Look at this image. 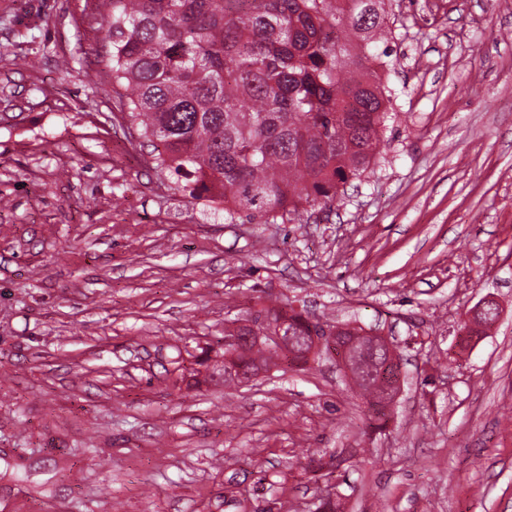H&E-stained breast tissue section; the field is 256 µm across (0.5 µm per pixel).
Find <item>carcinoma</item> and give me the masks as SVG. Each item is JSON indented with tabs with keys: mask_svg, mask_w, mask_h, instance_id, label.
I'll return each mask as SVG.
<instances>
[{
	"mask_svg": "<svg viewBox=\"0 0 512 512\" xmlns=\"http://www.w3.org/2000/svg\"><path fill=\"white\" fill-rule=\"evenodd\" d=\"M112 86L156 167L224 218L331 205L387 128L385 0H94ZM296 333L324 335L295 314ZM377 357L352 382L383 386Z\"/></svg>",
	"mask_w": 512,
	"mask_h": 512,
	"instance_id": "1",
	"label": "carcinoma"
}]
</instances>
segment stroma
Returning <instances> with one entry per match:
<instances>
[{"mask_svg":"<svg viewBox=\"0 0 512 512\" xmlns=\"http://www.w3.org/2000/svg\"><path fill=\"white\" fill-rule=\"evenodd\" d=\"M91 7L0 0V512H512V0H393L380 154L277 224L117 131ZM284 300L395 344L382 429L326 357L225 386ZM494 304H497L496 300L492 297H486L482 301L479 302V304L473 309L471 312L470 318H468L465 321H471L475 315H478L482 312H484V309L486 306H493ZM490 317L486 315L484 318H482L475 327H470L467 322L464 321V323L461 325L460 330L463 332H466V336H480L484 331L488 328H490L492 325H494L493 317L495 316L494 313H489ZM376 337V343H378L380 346H383L384 349H386L387 353L386 356L388 357L385 367L394 368L396 370L397 376L393 378V382L391 385V388L388 390V393L385 396V399L383 401L384 410L387 413L392 409V407L395 405L397 398L400 393V364H399V356L397 353V350L395 346L391 343V341L388 339V337L383 336L378 333H374ZM398 367V370H397Z\"/></svg>","mask_w":512,"mask_h":512,"instance_id":"1","label":"stroma"}]
</instances>
